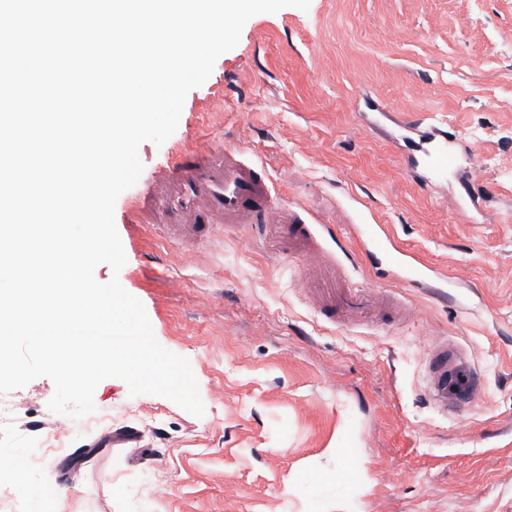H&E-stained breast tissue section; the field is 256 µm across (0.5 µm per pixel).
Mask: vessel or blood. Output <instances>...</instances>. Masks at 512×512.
I'll return each instance as SVG.
<instances>
[{"label":"vessel or blood","instance_id":"obj_1","mask_svg":"<svg viewBox=\"0 0 512 512\" xmlns=\"http://www.w3.org/2000/svg\"><path fill=\"white\" fill-rule=\"evenodd\" d=\"M416 150L431 172L445 173L457 166L447 136L425 139ZM133 215L136 223L163 225L170 240L187 246L211 238L219 224H269L287 238L304 265L313 266L317 255L315 225L273 194L265 167L248 158L241 142L221 149L208 144L186 148L138 197ZM357 241L362 253L382 254L391 282L410 288L448 285L440 268L425 264L420 255L400 246L387 225H358ZM319 298L318 316L328 324L343 322L366 303L364 291L338 288L332 280L320 289ZM436 351L430 365L435 400L444 404L449 395L459 393L475 400L478 393L473 379L448 363L447 343H440Z\"/></svg>","mask_w":512,"mask_h":512}]
</instances>
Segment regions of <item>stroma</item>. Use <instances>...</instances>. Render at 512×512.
I'll return each mask as SVG.
<instances>
[{
    "mask_svg": "<svg viewBox=\"0 0 512 512\" xmlns=\"http://www.w3.org/2000/svg\"><path fill=\"white\" fill-rule=\"evenodd\" d=\"M406 121L447 125L454 173L408 164ZM233 139L278 196L329 226L325 265L409 316L322 323L276 229L222 226L186 247L134 223L132 199L180 150ZM138 154L114 209L126 263L94 276L118 279L157 342L189 361L204 414L108 378L62 432L51 379L0 394V512H309L313 477H334L344 448L357 474L327 488L321 512H512V0L255 15L188 92L175 132ZM360 224L389 225L471 299L382 287ZM443 341L479 376L476 403L434 401L427 358Z\"/></svg>",
    "mask_w": 512,
    "mask_h": 512,
    "instance_id": "obj_1",
    "label": "stroma"
}]
</instances>
